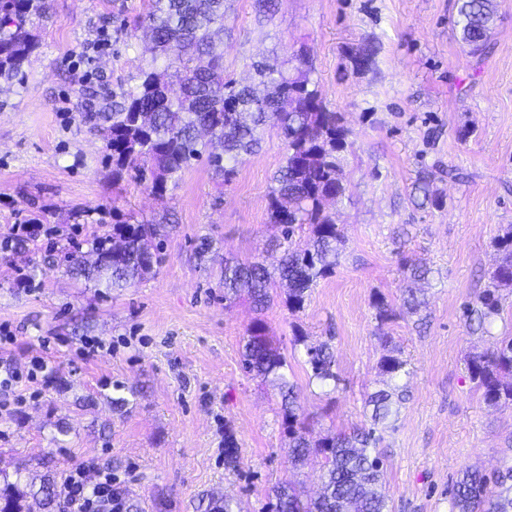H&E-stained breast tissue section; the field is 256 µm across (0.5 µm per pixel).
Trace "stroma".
I'll use <instances>...</instances> for the list:
<instances>
[{
    "label": "stroma",
    "mask_w": 512,
    "mask_h": 512,
    "mask_svg": "<svg viewBox=\"0 0 512 512\" xmlns=\"http://www.w3.org/2000/svg\"><path fill=\"white\" fill-rule=\"evenodd\" d=\"M494 2L489 47L471 56L457 36V0H276L269 14L257 0H224L225 79L249 82L251 60L263 56L305 55L328 109L351 131L346 193L332 209L346 237L340 265L303 310L279 299L259 314L248 299L225 302L224 261L279 258L267 219L285 153L276 124L231 183L202 162L160 195L129 176L113 181L78 102L84 87L132 83L150 59L144 31L116 33L145 17L148 0H49L22 80L0 90V243L14 225L42 226L36 238L0 246V326L15 338L0 365L19 374L0 406V483H19L26 508L43 512L44 477L92 459L145 512H207L227 495L240 512H269L285 482L316 496L321 467H293L277 388L241 367L257 320L287 357L316 435L365 423L381 339L400 347L410 375L381 444L389 512H450L465 468L493 476L511 467L512 409L487 405L466 364L512 336V291L486 330L473 332L467 318L500 260L494 241L512 227V0ZM364 45L375 54L355 64ZM424 171L437 202L420 207L413 185ZM116 211L164 227L161 265L121 290L69 271L71 254L111 235ZM203 238L211 250L201 257ZM412 259L433 270L416 316L402 307ZM19 266L30 276L24 287ZM377 295L393 310L383 322ZM89 338L105 351L84 356ZM323 342L340 377L329 395L309 383L304 354ZM37 357L48 369L31 380ZM228 432L239 448L233 470Z\"/></svg>",
    "instance_id": "obj_1"
}]
</instances>
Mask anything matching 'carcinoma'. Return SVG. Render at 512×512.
I'll return each instance as SVG.
<instances>
[{"label":"carcinoma","mask_w":512,"mask_h":512,"mask_svg":"<svg viewBox=\"0 0 512 512\" xmlns=\"http://www.w3.org/2000/svg\"><path fill=\"white\" fill-rule=\"evenodd\" d=\"M48 10V0H0V79L13 80L29 62L39 44L27 25ZM494 21V0H458L460 42L470 54L486 49ZM145 22L155 49L152 62L139 69L134 85L112 92V111L84 115L112 156V178L119 181L132 172L160 194L202 156L207 142L200 133L206 132L222 147L220 153H208V164L228 184L237 165L259 147L267 120L275 118L285 154L269 191L268 223L280 231L283 256L273 271L256 260L225 267L224 300L245 293L262 311L279 285L286 290L288 310H303L318 279L334 273L345 246L343 229L325 211L327 201L345 193L341 170L350 130L342 115L330 111L312 87V67L303 57L291 73L276 58L252 63V85L224 81V0H152ZM430 183L431 173L425 172L414 185V197L422 205L435 203ZM112 220V237L101 240L91 260L72 256L71 271L119 289L160 264L161 225L130 224L116 213ZM304 232L308 240L303 244ZM496 246L501 262L469 308L480 329L500 314L502 291L512 288V231L499 237ZM404 273L410 285L404 289L402 307L415 313L426 302L413 284L427 280L432 270L412 261ZM305 354L310 381L339 382L329 344L307 346ZM242 365L277 384L292 462L304 465L319 459L322 465L317 497L304 500L296 488L284 484L274 490L271 512H388L381 430L396 414L394 405L404 394L400 381L409 376L396 348L377 363L382 387L366 400L372 407L369 426L316 439L301 418L286 357L273 347L260 321L248 330ZM467 367L488 405L512 407V336L503 337L489 352L470 356ZM38 494L44 507H53L59 498L55 481L44 480ZM23 496L15 487L0 493V512H21ZM451 512H512V469L493 481L477 467L464 471L453 486Z\"/></svg>","instance_id":"obj_1"}]
</instances>
